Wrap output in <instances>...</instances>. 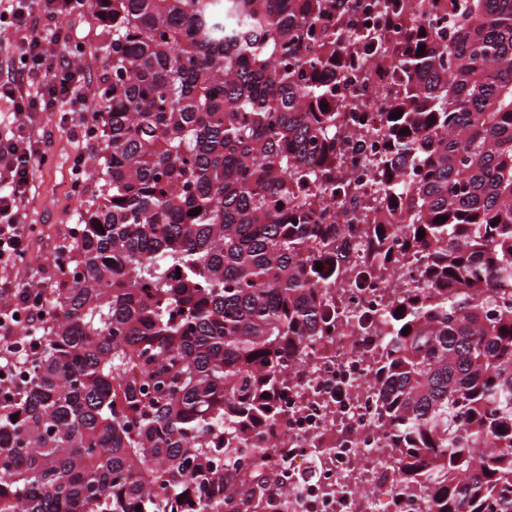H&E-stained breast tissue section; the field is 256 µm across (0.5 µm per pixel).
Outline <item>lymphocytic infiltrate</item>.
I'll use <instances>...</instances> for the list:
<instances>
[{
    "label": "lymphocytic infiltrate",
    "mask_w": 512,
    "mask_h": 512,
    "mask_svg": "<svg viewBox=\"0 0 512 512\" xmlns=\"http://www.w3.org/2000/svg\"><path fill=\"white\" fill-rule=\"evenodd\" d=\"M43 14V27L33 38H23L15 46L19 67L14 77L0 82V100L7 104L0 110V266L11 267L27 253L30 229L24 223L20 205L31 184L34 167L46 160V152L30 133V124L42 112H57L69 107L80 116L72 125V138L78 149L72 158L70 174L81 183L89 165L90 133L88 117L83 114L85 95L83 69L67 62L45 70L40 81H31L29 72L44 69L48 45L70 40L63 20L85 12L86 0H0V18H12L24 26L30 5Z\"/></svg>",
    "instance_id": "f902f5d3"
}]
</instances>
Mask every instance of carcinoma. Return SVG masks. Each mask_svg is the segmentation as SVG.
<instances>
[{
  "mask_svg": "<svg viewBox=\"0 0 512 512\" xmlns=\"http://www.w3.org/2000/svg\"><path fill=\"white\" fill-rule=\"evenodd\" d=\"M105 2L80 234L22 320L32 347L0 335V512L271 498L291 364L330 331L347 260L327 211L356 195L338 90L367 59L364 234L381 265L421 262L377 327L396 488L427 512H512V0H376L363 31L360 0ZM338 142L343 153V173L346 178L357 188L359 195L374 196L376 186L369 161L376 157L378 143L344 129Z\"/></svg>",
  "mask_w": 512,
  "mask_h": 512,
  "instance_id": "obj_1",
  "label": "carcinoma"
}]
</instances>
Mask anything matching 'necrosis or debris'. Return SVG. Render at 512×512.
I'll list each match as a JSON object with an SVG mask.
<instances>
[{"label":"necrosis or debris","mask_w":512,"mask_h":512,"mask_svg":"<svg viewBox=\"0 0 512 512\" xmlns=\"http://www.w3.org/2000/svg\"><path fill=\"white\" fill-rule=\"evenodd\" d=\"M374 67L356 71L342 95L351 96V109L365 115L367 124L379 122L374 106ZM343 172L358 194L375 191L370 161L376 141L346 131L338 139ZM348 243L344 279L331 292L338 314L336 328L320 338L291 371V388L282 403L275 431L277 447L288 451L289 471L320 468L325 480L314 487L288 483V510L302 512L301 502L313 512H424L421 499L391 493L392 467L383 452L384 438L375 415L373 364L381 350L376 326L383 308L394 297L416 288L415 262L383 272L373 270L362 233L366 212L347 199L336 206ZM330 451L314 454L317 440Z\"/></svg>","instance_id":"obj_1"}]
</instances>
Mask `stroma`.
Segmentation results:
<instances>
[{
    "instance_id": "obj_1",
    "label": "stroma",
    "mask_w": 512,
    "mask_h": 512,
    "mask_svg": "<svg viewBox=\"0 0 512 512\" xmlns=\"http://www.w3.org/2000/svg\"><path fill=\"white\" fill-rule=\"evenodd\" d=\"M66 23L83 44L78 61L84 65L88 81L98 82L104 74L102 46L109 36L106 22L89 12L69 17ZM31 130L35 138L45 143L50 160L35 166L32 189L21 205L24 222L31 229L27 255L15 266L0 268V277L19 284L34 277H51L53 248L76 223L80 198L79 192L69 187L70 159L77 150L69 123L62 121L60 113L43 112L33 120Z\"/></svg>"
}]
</instances>
